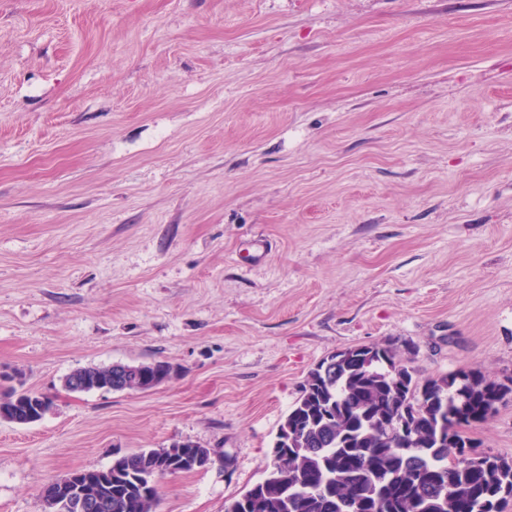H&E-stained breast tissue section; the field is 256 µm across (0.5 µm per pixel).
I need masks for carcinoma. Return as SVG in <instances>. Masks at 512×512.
Listing matches in <instances>:
<instances>
[{
	"label": "carcinoma",
	"mask_w": 512,
	"mask_h": 512,
	"mask_svg": "<svg viewBox=\"0 0 512 512\" xmlns=\"http://www.w3.org/2000/svg\"><path fill=\"white\" fill-rule=\"evenodd\" d=\"M369 351L347 362L329 356L311 369L279 426L293 429V443L271 453L265 477L224 512H506L512 459L481 449L464 428L512 394V377L506 383L472 367L421 379L415 348L372 344ZM171 372L160 361L116 363L76 369L65 385L143 391ZM42 399L14 389L0 400V419L37 422L50 410ZM214 456L192 442L143 450L89 471L88 479L75 471L53 481L70 487L66 502L48 492L43 499L50 512H77L81 497L102 502V512H154L157 496L141 493L146 479L204 468Z\"/></svg>",
	"instance_id": "1"
}]
</instances>
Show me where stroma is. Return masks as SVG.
Returning <instances> with one entry per match:
<instances>
[{
    "mask_svg": "<svg viewBox=\"0 0 512 512\" xmlns=\"http://www.w3.org/2000/svg\"><path fill=\"white\" fill-rule=\"evenodd\" d=\"M372 343L512 376V0H0V375L51 400L0 512L178 441L217 459L155 512H224ZM468 434L512 458V396ZM172 372L171 365L166 362L150 364L126 365L122 363L103 367L79 368L65 378L66 387L74 380L82 383L84 392L112 387H127L129 390H148L167 379ZM121 374V375H119ZM127 388H110L123 391Z\"/></svg>",
    "mask_w": 512,
    "mask_h": 512,
    "instance_id": "35a3bbf8",
    "label": "stroma"
}]
</instances>
